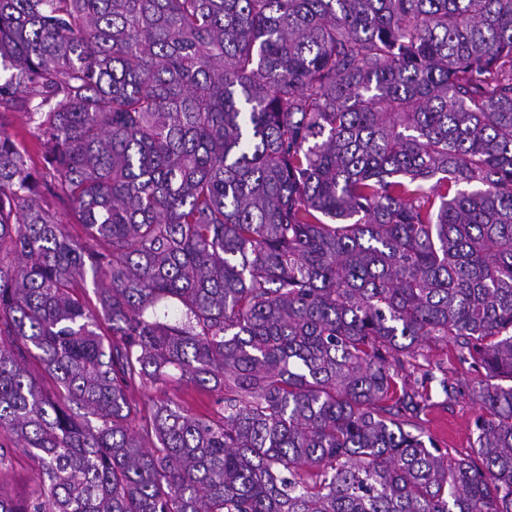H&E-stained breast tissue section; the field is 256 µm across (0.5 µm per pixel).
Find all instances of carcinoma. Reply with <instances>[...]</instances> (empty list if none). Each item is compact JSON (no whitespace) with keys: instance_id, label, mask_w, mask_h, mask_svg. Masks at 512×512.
<instances>
[{"instance_id":"cac0c4a2","label":"carcinoma","mask_w":512,"mask_h":512,"mask_svg":"<svg viewBox=\"0 0 512 512\" xmlns=\"http://www.w3.org/2000/svg\"><path fill=\"white\" fill-rule=\"evenodd\" d=\"M0 64V512H512V0H0ZM430 338L467 458L405 430ZM0 123V130L9 135L20 148L26 151L29 164L37 169H41L44 164L42 148L25 111L16 109L2 112L0 114ZM418 368L410 383L430 396L429 408L421 415V426L425 435L430 436L439 448H449L458 457H467L473 452L474 421L479 406L474 402L470 387L485 378L480 369H470L469 364L461 365L455 358V349L442 341L423 342L419 349ZM452 384L461 390L448 399L443 385ZM134 396L146 404V409H150L157 401L169 398L193 414L207 415L216 419L220 418L223 408V404H219L217 401L219 398L217 392H200L176 379L171 380L163 387H155L150 384L139 387L135 390ZM37 469L34 462L20 449L16 450L11 463L0 468V496L23 501L37 490Z\"/></svg>"}]
</instances>
